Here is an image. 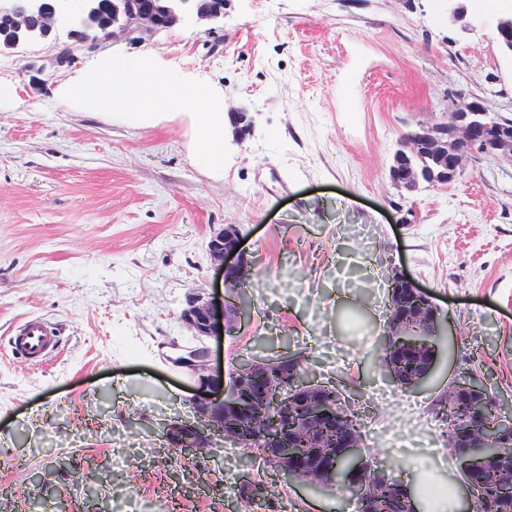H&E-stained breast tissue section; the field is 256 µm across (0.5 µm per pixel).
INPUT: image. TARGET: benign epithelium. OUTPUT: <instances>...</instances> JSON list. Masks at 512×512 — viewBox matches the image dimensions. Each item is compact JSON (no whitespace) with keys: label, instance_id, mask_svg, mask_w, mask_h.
I'll return each mask as SVG.
<instances>
[{"label":"benign epithelium","instance_id":"1","mask_svg":"<svg viewBox=\"0 0 512 512\" xmlns=\"http://www.w3.org/2000/svg\"><path fill=\"white\" fill-rule=\"evenodd\" d=\"M72 0H0V15L10 21L16 34L14 47L40 40L43 33L58 34L70 19ZM225 0H214L202 10L197 0H112V26L109 34L124 35L133 41L174 27L186 13L206 23H217L224 18ZM497 41L502 50L512 55V13L498 16L495 23ZM480 154L512 163V123L503 118L494 119L477 98L448 97V118L422 121L403 140L391 167L392 184L408 196L416 195L421 186L428 184L452 185L464 175L469 156ZM241 234L234 224H226L209 239L207 247L218 269L228 282L241 284L254 275V263L243 250ZM397 287L407 289L391 295L390 316L404 313L400 323L413 319L440 332V318L432 298L400 273L393 277ZM224 305L210 294L190 293L181 310L182 324L191 332L196 343L176 345L166 360L188 380L192 392L189 414L179 416L167 424L164 437L169 447L181 450V459L197 458L220 446V442L236 444L238 438L256 435L263 442L262 454L273 460H286L297 456V436L306 432L308 424L321 421L329 410L322 400L325 384L311 375L301 378L292 375L269 379L260 374L266 360L252 357L246 360L239 379L263 381L274 394V414L270 418L257 416L239 422L234 430L224 429L225 400L236 390L224 381V373L213 366L211 340L224 335ZM476 381L456 378L448 388V399L468 397ZM300 401L307 410V423L293 422L289 406ZM483 411L478 405L471 408V419L466 421L464 433L468 447L477 449L473 456H460L464 470L479 468L484 477L498 479L500 475L487 466L489 456L498 448L512 446V436L502 438L503 431L489 428L482 422Z\"/></svg>","mask_w":512,"mask_h":512}]
</instances>
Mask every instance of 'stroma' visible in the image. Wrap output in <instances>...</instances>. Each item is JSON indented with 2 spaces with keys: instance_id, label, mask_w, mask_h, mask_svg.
Segmentation results:
<instances>
[{
  "instance_id": "35a3bbf8",
  "label": "stroma",
  "mask_w": 512,
  "mask_h": 512,
  "mask_svg": "<svg viewBox=\"0 0 512 512\" xmlns=\"http://www.w3.org/2000/svg\"><path fill=\"white\" fill-rule=\"evenodd\" d=\"M444 0H226L219 25L184 15L142 41L100 36L46 74L68 38L0 51V512H357L343 489L276 475L240 449L171 463L162 425L188 391L163 358L187 344V295L236 310L214 344L224 373L270 339L348 400L367 469L463 493L439 418L448 383L470 372L512 413V164L468 159L452 186L402 198L388 169L449 93L512 113V55L494 16H445ZM152 59L177 81L252 116L224 129V170L196 155L185 113L140 121L65 101L100 57ZM236 225L256 274L225 285L207 243ZM402 272L447 324L433 375L406 390L375 347ZM57 331L55 352L13 353L25 320ZM262 482L263 502L237 485Z\"/></svg>"
}]
</instances>
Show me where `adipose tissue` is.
Here are the masks:
<instances>
[{"mask_svg":"<svg viewBox=\"0 0 512 512\" xmlns=\"http://www.w3.org/2000/svg\"><path fill=\"white\" fill-rule=\"evenodd\" d=\"M67 102L92 111L139 103L147 113L192 110L197 118V158L211 168L224 164V110L210 91L175 82L143 59L105 56L63 90Z\"/></svg>","mask_w":512,"mask_h":512,"instance_id":"ef3b65f1","label":"adipose tissue"}]
</instances>
